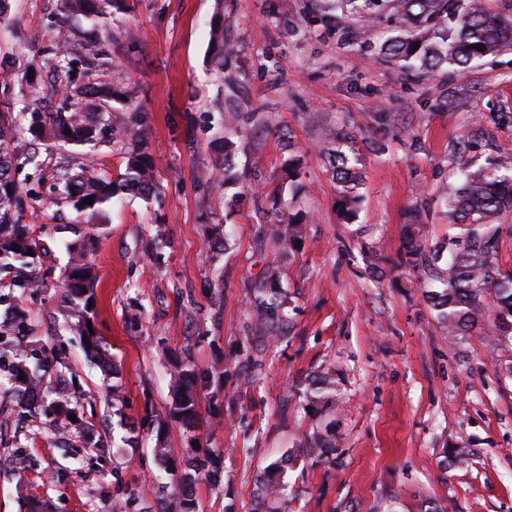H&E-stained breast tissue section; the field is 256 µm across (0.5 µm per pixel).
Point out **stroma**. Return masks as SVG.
<instances>
[{
  "label": "stroma",
  "mask_w": 512,
  "mask_h": 512,
  "mask_svg": "<svg viewBox=\"0 0 512 512\" xmlns=\"http://www.w3.org/2000/svg\"><path fill=\"white\" fill-rule=\"evenodd\" d=\"M313 0H114L97 21L67 17L61 0H7L0 9V112L21 128L40 103L29 76L54 81L47 61L63 40L98 27L88 56L107 52L101 79L117 97L110 127L91 151L40 146L15 178L23 211L48 248L45 286L19 298L33 329L20 345L48 346L55 373L77 381V415L91 438L48 431L12 396L0 369V512H181L168 466L215 460L221 480L192 488L197 512H252L257 478L284 452L281 480L291 512H512V338L480 331L452 336L425 297V273L383 267L363 253L397 259L404 224H425L447 241L439 197L453 188L450 148L471 140L478 159L512 153V49L418 75L382 61L395 35L373 24L364 42L312 22ZM233 47L223 71L212 62L211 23ZM137 129L139 143L125 136ZM354 135L361 161L359 204L344 222L327 135ZM152 162L155 194H121L104 205L93 255L99 281L95 327L117 373L103 376L65 329L58 307L68 224L85 223L54 203L57 168L77 171L91 155L119 180L133 148ZM237 183L224 184L225 162ZM297 176L288 179L286 171ZM301 227L282 254L261 228ZM288 297V334L273 340L258 308L268 268ZM190 364L202 376L199 422L168 420L170 373ZM331 369L335 407L308 405V381ZM120 386L122 412L112 406ZM322 432L328 456L299 443ZM136 434L134 445L125 442ZM468 450L467 465L449 459ZM24 456L25 469L11 466Z\"/></svg>",
  "instance_id": "1"
}]
</instances>
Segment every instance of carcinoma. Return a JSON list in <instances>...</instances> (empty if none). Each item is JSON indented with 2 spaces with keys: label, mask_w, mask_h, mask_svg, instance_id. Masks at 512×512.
Wrapping results in <instances>:
<instances>
[{
  "label": "carcinoma",
  "mask_w": 512,
  "mask_h": 512,
  "mask_svg": "<svg viewBox=\"0 0 512 512\" xmlns=\"http://www.w3.org/2000/svg\"><path fill=\"white\" fill-rule=\"evenodd\" d=\"M65 14L72 17L91 18L99 14L97 0H63ZM316 21L329 25L346 13L357 16L359 26L355 36L364 34L367 22L386 16L399 35L380 49L385 61L407 70L434 71L445 66L464 71L473 61L495 56L512 48V19L493 12L485 0H324L315 4ZM417 50H412L414 44ZM480 44L484 50L475 49ZM51 68L57 81L50 86L29 83L35 97L52 98L60 93L75 102L56 112L30 113L27 132L32 142L53 141L66 145H91L106 126L105 115L112 108L114 90L112 83L85 79L76 83V74H85L93 68V59L82 54L77 47L59 46L52 59ZM14 138L0 127V273L10 280L0 281V288L9 289L19 297L42 287V254L45 248L33 236L31 225L22 222L23 200L12 172L17 161V147L11 146ZM348 133L334 137L333 175L340 187L338 208L344 219L355 216L359 198L356 186L360 179L358 160L349 156L343 147L353 145ZM452 162L459 175V184L442 195V204L448 212V224L457 233L448 238L447 268L438 280L443 288L428 294L438 319L448 325V335L463 336L480 329L494 337L512 334V273L501 271L494 261L498 243L497 218L512 211V155L499 154L482 166L461 144L451 148ZM153 188V166L143 152L134 151L128 158L125 177L113 182L98 174L95 168L84 164L75 175L62 174L55 187L57 196L69 201L78 212L99 213L118 193H145ZM91 197L94 203H85ZM268 233L285 252L296 249L297 229L281 234L275 225ZM403 253L399 266L412 270L427 261L428 249L425 225L413 222L403 228ZM20 250L15 251L13 247ZM33 255H28V251ZM68 260L62 283L64 313L69 318V331L83 338L87 354L102 367L112 370L103 337L89 331V301L94 299L97 275L88 258V238L77 236L67 243ZM270 322L274 331L286 324L282 308L287 297L277 288H269ZM31 331L28 318L20 308L13 320L0 324V336L27 335ZM11 363L14 392L28 398L33 409L49 417L52 430L68 433L79 429L91 434L82 419L69 420L75 414L69 395L52 400L54 413L41 407L32 390L43 384L52 370L53 361L46 348H21L14 350ZM313 394L308 402L333 401L335 380L329 373H321L311 380ZM172 404L170 416L187 429L196 428L199 421L198 375L188 364L175 367L170 374ZM301 447L318 456H326L332 442L318 432L303 439ZM272 463L258 479L255 506L261 507L269 498L282 495L283 486L270 477L288 464V457ZM172 481L183 497L182 512H195L190 498L192 485L204 478L218 481V473L205 467V462L188 460L181 472H171Z\"/></svg>",
  "instance_id": "cac0c4a2"
}]
</instances>
